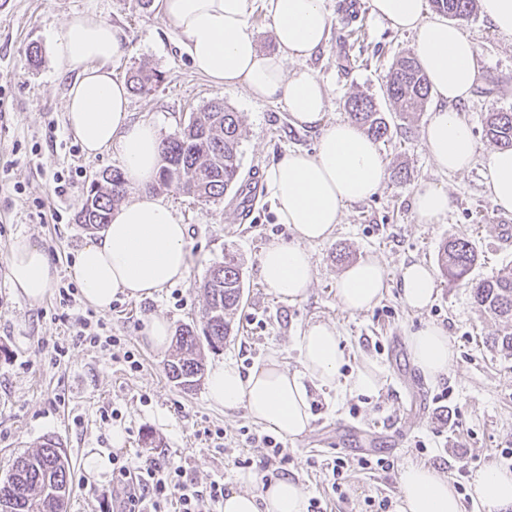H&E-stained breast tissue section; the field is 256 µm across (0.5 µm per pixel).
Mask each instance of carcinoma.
Wrapping results in <instances>:
<instances>
[{"label":"carcinoma","instance_id":"cac0c4a2","mask_svg":"<svg viewBox=\"0 0 512 512\" xmlns=\"http://www.w3.org/2000/svg\"><path fill=\"white\" fill-rule=\"evenodd\" d=\"M432 7L452 19L469 18L476 0H431ZM159 76L143 68L130 76L135 92L150 90ZM386 95L399 116L422 111L430 96L428 81L412 53L398 57L386 77ZM349 118L374 140L384 138L389 123L376 103L352 95L345 103ZM485 137L501 149H512V112H492L486 118ZM243 122L239 113L223 102H211L191 114L186 125L163 141L158 177L152 190H178L203 201H215L239 181V147ZM123 172L114 168L91 181L75 220L89 229L109 223L113 206L129 191ZM479 254L471 240L458 238L439 250L437 263L450 285L471 288L474 303L484 312L512 319V267H504L487 279L467 280ZM206 297L204 338L185 326L175 335L168 376L184 390L196 387L204 374L203 346L224 347L233 335L234 315L243 302L242 268L228 252L213 266L202 283ZM73 490L69 459L61 444L45 438L38 449L16 458L0 479V512H67Z\"/></svg>","mask_w":512,"mask_h":512}]
</instances>
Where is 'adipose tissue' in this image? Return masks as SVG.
<instances>
[{
	"label": "adipose tissue",
	"instance_id": "obj_1",
	"mask_svg": "<svg viewBox=\"0 0 512 512\" xmlns=\"http://www.w3.org/2000/svg\"><path fill=\"white\" fill-rule=\"evenodd\" d=\"M256 0H161L162 11L183 36L193 68L228 88L244 87L251 97L284 101L293 121L316 126L315 153L291 152L265 174L278 223L292 238L268 245L259 257L262 282L284 301L306 297L316 270L309 245L327 240L346 204L375 195L387 176L374 141L347 119L326 121V89L303 68L285 65L312 58L325 44L330 14L325 0H265L272 19L276 53L263 54L249 25ZM373 15L414 37V51L427 76L434 107L423 140L435 166L446 173L468 170L477 158L470 125L457 106L468 101L479 74L478 48L463 29L431 15L425 0H368ZM125 46L118 29L92 13L69 17L62 33L58 65L75 79L65 104L70 130L87 155L119 147L125 178L138 193L112 212L100 237L79 251L73 276L85 300L107 311L117 296L144 299L184 279L188 269L186 227L172 208L149 190L160 165L161 139L152 122L131 121L128 86L112 75V62ZM485 191L495 206L512 213V149L486 158ZM412 208L419 223L439 224L450 208L447 191L432 183L418 186ZM14 291L31 301L48 292L56 269L29 238L14 240L7 259ZM388 288L384 266L363 259L336 281V295L348 310L376 305ZM401 299L421 311L436 298L431 267L410 262L401 268ZM415 365L437 381L453 363L444 328L427 324L409 337ZM301 368L289 370L279 353L241 372L233 362L216 364L207 379L211 404L233 412L245 409L262 426L283 436H298L311 424L308 385L337 387L342 394L371 395L382 386V371L362 361L342 377L346 359L334 326L310 325L298 338ZM474 490L486 512H512V472L494 466L476 472ZM401 512H461L448 479L425 465H410L399 475ZM307 495L289 477L269 482L262 493L233 491L223 512H307Z\"/></svg>",
	"mask_w": 512,
	"mask_h": 512
}]
</instances>
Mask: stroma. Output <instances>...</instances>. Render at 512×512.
Wrapping results in <instances>:
<instances>
[{"label": "stroma", "mask_w": 512, "mask_h": 512, "mask_svg": "<svg viewBox=\"0 0 512 512\" xmlns=\"http://www.w3.org/2000/svg\"><path fill=\"white\" fill-rule=\"evenodd\" d=\"M345 2L327 0V41L303 66L326 85L327 120L346 118L345 102L354 93L372 97L387 112L390 133L377 142L387 177L375 196L344 207L329 239L310 246L316 275L306 298L278 300L259 276L263 249L291 238L287 225L278 223L267 192H260L245 216L236 190L215 202L164 191L161 200L187 228V274L152 297L115 299L100 318L103 335L119 343L103 346L73 343L64 316L72 309L86 313L90 306L80 298L71 309L61 305L59 296L60 289L75 287L70 269L93 237L75 221L84 194L96 175L122 165L115 148L86 156L67 125L65 102L73 77L58 68L55 53L69 15L90 12L119 29L125 50L112 63L114 77L127 80L140 68L160 74L150 91L131 94L130 112L132 120L154 122L161 137L172 136L192 112L215 100L239 112L243 184L264 182L267 169L288 152L314 151L320 130L296 125L285 102L255 100L243 88L224 87L194 71L169 21L161 11L142 9L139 0H0V478L16 456L51 437L71 463L70 512H108L110 496L122 495L123 487L97 479L85 462L93 454H112L116 431L124 435V455L184 466L202 487L220 477L228 489H237L239 470L233 460L240 453L251 459L252 473L260 474L264 449L242 445L241 428L254 425L246 411L224 414L209 403L205 385L188 392L177 387L167 375V354L152 350L141 334L153 316L166 318L171 329L189 325L203 333L201 283L230 250L241 260L244 282L238 332L222 349H204L206 364L231 361L246 371L276 351L288 369H300L298 336L310 324L325 322L336 327L348 357L342 374H350L365 358L382 370L381 389L365 398L330 387L311 389L310 428L288 441L289 477L308 496L322 498L327 512H365L371 498L387 496L400 503V471L424 464L461 488L462 512H485L471 478L494 463L512 468L494 459L497 449L512 448V356L489 345L499 324L474 304L469 289L438 282L432 305L417 312L401 302L398 284L403 264L436 266L441 246L459 237L470 239L479 254L470 280L512 265V241L502 237L504 226H512V214H502L485 192V158L493 145L483 133L488 113L512 111V38L499 34L478 12L462 24L479 51L477 84L460 107L473 130L478 159L467 171L445 174L428 157L422 139L429 111L403 120L384 97V77L396 57L412 49V35L376 20L366 0H356L351 12ZM33 45L42 55L36 66L28 57ZM59 179L70 184L61 197L53 192ZM423 183L447 190L451 207L443 223H418L412 195ZM20 236L43 247L58 269L47 295L37 302L17 295L8 280L6 259ZM366 258L382 263L388 289L373 308L352 312L340 304L336 280L348 265ZM426 323L447 330L456 357L446 377L425 383L427 403L422 406L401 380L411 357L395 358L392 350L394 340H407ZM128 350L137 354L138 370L125 362ZM443 394L455 411L449 431L436 411L435 399ZM114 409L120 419H106ZM340 424L378 436L380 443L368 456L387 457L391 467L372 472L349 468L344 493L337 496L324 465L337 456H355L349 442L336 435ZM206 430L223 431L228 451L209 449L199 438Z\"/></svg>", "instance_id": "obj_1"}]
</instances>
